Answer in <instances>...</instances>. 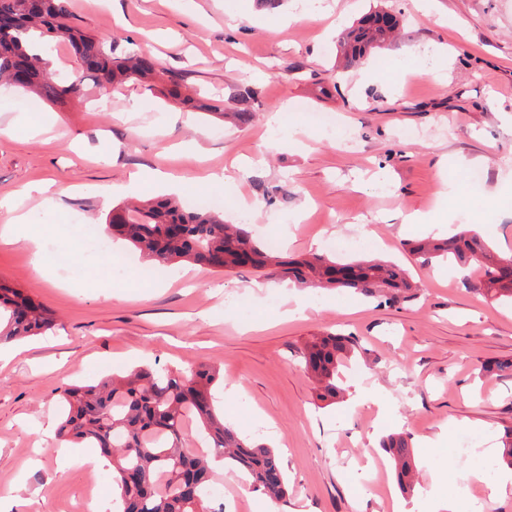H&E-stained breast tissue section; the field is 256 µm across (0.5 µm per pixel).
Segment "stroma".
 <instances>
[{"mask_svg":"<svg viewBox=\"0 0 512 512\" xmlns=\"http://www.w3.org/2000/svg\"><path fill=\"white\" fill-rule=\"evenodd\" d=\"M376 5L402 18L399 38L337 68L344 29ZM67 8L117 52H142L215 98L253 89L261 110L238 125L166 104L136 82L62 105L0 87V199H15L49 250L73 246L91 261L87 276L62 286L59 271L37 272L24 244L0 246V282L55 321L0 360V497L22 481L33 493L24 512H79L89 493L112 512L107 475L61 470L59 448L40 431L58 421L63 390L144 363H205L219 372L225 420L278 452L288 477L280 512H435L450 495L457 512H512V485L489 499L470 475L498 455L512 426V376L483 370L512 358V305L486 302L473 277L447 262L415 259L409 245L427 232L403 225L418 211L446 235L477 224L497 249L512 248V0H283L273 11L257 0H67ZM433 47L445 50L440 77L403 73ZM310 112L351 129L354 146L320 131ZM239 165L245 178L217 192L228 223L293 256L328 237L358 241L354 256L402 265L416 295L384 304L292 283L258 294L252 285L263 275L249 267L188 274L175 264L144 280L125 265L126 243L94 249L126 200L103 190L129 173L183 175L179 199L194 209L209 195L199 176ZM447 180L456 193L446 200ZM43 181L55 184L61 219L23 194ZM269 194L276 205L266 204ZM300 304L302 317H285ZM323 333L359 344L333 403L318 399L299 364L305 342ZM359 387L380 388L379 402L357 405ZM391 433L412 441L414 492H400L379 446ZM464 434L475 445L462 452ZM216 481L229 512H269L265 496L233 474Z\"/></svg>","mask_w":512,"mask_h":512,"instance_id":"obj_1","label":"stroma"}]
</instances>
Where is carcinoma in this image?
I'll list each match as a JSON object with an SVG mask.
<instances>
[{"mask_svg": "<svg viewBox=\"0 0 512 512\" xmlns=\"http://www.w3.org/2000/svg\"><path fill=\"white\" fill-rule=\"evenodd\" d=\"M0 0V82L17 85L45 103L83 99L90 87L101 91L128 81L159 89L180 106L197 112L224 115V100L196 96L186 76L160 67L139 53L118 55L99 35L84 31L71 20L65 0ZM388 11L376 7L362 15L339 39L337 54L345 67L358 64L368 53L384 47L399 22L377 25ZM68 45L78 64L75 80L53 69L48 53ZM80 93H73L74 84ZM235 121L246 124L256 116L255 93L236 98ZM107 235L126 241L141 253L147 266L161 269L188 262L230 274L250 266L269 269L304 288H352L391 301L411 294L414 285L402 267L380 258L338 262L323 255L283 257L255 242L244 224H226L224 216L208 210H187L173 198L147 200L112 209ZM410 253L427 262L433 257L454 259L462 270L477 276L476 290L493 301H512V256L499 252L479 234L464 230L448 239L410 244ZM53 317L41 304L21 292L0 287V341L43 335ZM357 351L350 336L320 335L307 342L301 363L318 384V397L335 400L342 389L336 382L339 367ZM216 373L201 364L184 371L141 367L112 376L97 385L63 391L65 412L57 430L61 446L87 442L112 458L121 474L118 512H224L206 495L213 484L211 457L243 473L250 487L274 503L287 501L288 479L276 452L263 443L248 442L224 423L213 392ZM194 418L210 451L191 448L186 422ZM498 464L512 468V428H504ZM382 448L394 465L399 488L413 490L417 473L410 438L392 434Z\"/></svg>", "mask_w": 512, "mask_h": 512, "instance_id": "carcinoma-1", "label": "carcinoma"}]
</instances>
